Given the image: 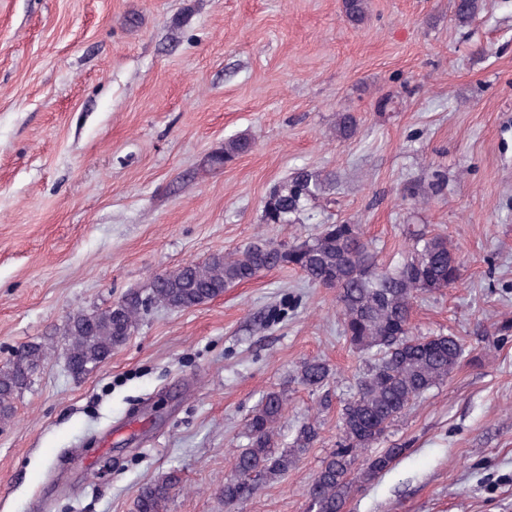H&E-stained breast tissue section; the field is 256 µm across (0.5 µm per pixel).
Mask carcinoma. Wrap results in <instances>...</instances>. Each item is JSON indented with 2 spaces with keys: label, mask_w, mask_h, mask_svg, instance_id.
<instances>
[{
  "label": "carcinoma",
  "mask_w": 512,
  "mask_h": 512,
  "mask_svg": "<svg viewBox=\"0 0 512 512\" xmlns=\"http://www.w3.org/2000/svg\"><path fill=\"white\" fill-rule=\"evenodd\" d=\"M366 9V0H343L344 14L354 24L364 20ZM481 9L482 0H454L455 19L460 24L468 23ZM356 128L357 119L349 112L336 120V136L341 139L351 138ZM250 145L245 136L229 139L211 162L221 166L248 151ZM325 187L321 174L305 169L296 172L269 195L265 220L296 223L307 203ZM411 236V255L393 267L379 264L360 225L350 222L322 224L298 244L257 239L229 256L218 253L204 262L185 263L156 277L145 294L132 290L113 307L73 315L66 329L67 368L77 379L94 370L126 342L152 306L193 308L265 270L288 266L313 284L334 285L350 345L373 353L356 392L341 409L338 449L323 462L309 489L310 512H342L353 484L388 470L405 449H385L358 473L353 470L355 451L376 443L413 401L443 383L464 355L463 344L455 336L411 334L414 301L423 293L454 287L463 269L456 248L445 235L419 229ZM47 357L42 346L28 345L0 368V423L12 418L15 399ZM329 376V365L320 360L304 363L298 372L303 385L316 389L324 387ZM286 405L284 393L270 391L247 418L249 444L234 457V475L220 492L224 505H239L253 487L285 475L317 440L319 428L308 422L287 447H280L279 425ZM179 483L178 475L169 473L146 484L136 496L133 512H166Z\"/></svg>",
  "instance_id": "obj_1"
}]
</instances>
